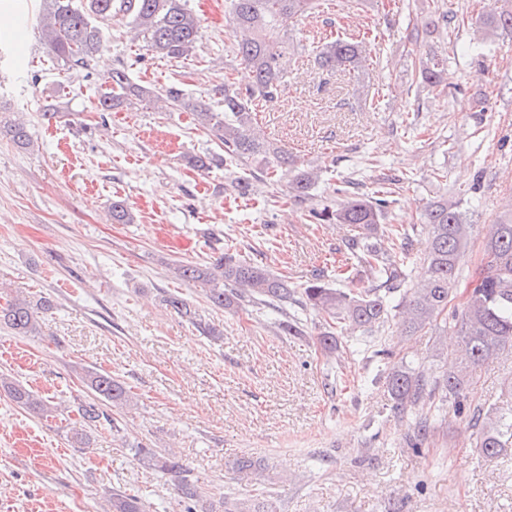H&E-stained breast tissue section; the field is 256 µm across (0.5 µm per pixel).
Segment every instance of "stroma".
<instances>
[{"label":"stroma","instance_id":"35a3bbf8","mask_svg":"<svg viewBox=\"0 0 512 512\" xmlns=\"http://www.w3.org/2000/svg\"><path fill=\"white\" fill-rule=\"evenodd\" d=\"M201 20L190 56L152 55L114 25L86 70L49 55L41 32L18 33L25 63L0 60V117L23 119L33 133L20 149L0 139V293L50 297L33 336L0 328V376L53 397L55 416L18 407L0 388V512H112L113 489L133 488L152 512H183L168 475L149 468L131 446L172 449L211 500L244 499L263 488L275 512H512V460L477 453L475 433L455 425L431 440L424 456L404 443L386 389L402 359L435 363L437 332L410 336L391 319L379 342L384 355L326 356L317 344L316 312L306 335L278 329L271 310H217L201 288L176 279L173 263H206L233 251L299 285L316 275L336 281L337 264L355 280L368 271L343 249L351 228L313 224L305 206L267 205L285 194L288 172L268 184L257 166L217 161V141L193 116L132 100L108 113L95 109L108 70L161 90L177 82L212 111L224 109L225 80L247 85L248 69L229 65L224 0H189ZM512 0H327L291 36L277 100L256 122L320 178L316 203L340 200L346 182L361 193L399 178L390 223L415 227L411 255L420 271L428 246L422 214L441 198L460 202L471 226L465 268L478 273L487 224L512 204V33L483 35V16ZM464 15L459 30L439 11ZM433 24L420 47L407 35ZM366 34L369 69L361 77L330 74L315 62L329 34ZM446 60L445 95L429 94L411 70L414 56ZM53 102L57 118L41 108ZM208 154L210 169L189 170L188 155ZM448 178H431L432 169ZM249 178L255 192L225 195ZM122 197L136 220L113 223L108 207ZM175 293L196 313L188 321L163 299ZM215 335H208V328ZM111 372L131 388L123 407L125 441L108 424L88 447L69 436L76 408L91 400L81 377ZM512 356L485 364L469 390L473 404L498 402ZM242 455L266 458L264 481L228 469Z\"/></svg>","mask_w":512,"mask_h":512}]
</instances>
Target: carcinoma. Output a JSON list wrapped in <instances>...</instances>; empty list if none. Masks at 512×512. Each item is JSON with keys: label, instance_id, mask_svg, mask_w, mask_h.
Listing matches in <instances>:
<instances>
[{"label": "carcinoma", "instance_id": "obj_1", "mask_svg": "<svg viewBox=\"0 0 512 512\" xmlns=\"http://www.w3.org/2000/svg\"><path fill=\"white\" fill-rule=\"evenodd\" d=\"M231 27L232 53L252 72V83L241 88L224 80V111L200 107L173 83L154 93L131 81L125 67H117L104 78L106 92L98 99L97 110L109 112L125 100L150 96L189 112L224 147V162L258 164L274 177L288 156L277 144L255 131L254 113L278 98L283 78L282 60L290 53L288 34L301 17L315 12L317 0H226ZM120 24L143 42V47L164 58L178 59L193 52L200 20L188 0H43L38 26L48 52L70 69H85L102 50L106 32ZM484 30L495 34L512 32V9H493L484 19ZM315 60L322 69L360 72L365 69L366 49L362 42L338 37L316 48ZM412 68L421 86L439 96L446 92L445 67L433 57H420ZM24 148L31 143L27 124L22 120L0 123V137ZM318 176L296 168L289 180L288 193L296 203L315 197ZM388 201L355 193L338 203H324L307 210L314 224H349L357 232L345 240L347 254L373 276L364 286L344 278L345 287L334 288L318 275L299 286L268 270L251 264L233 253H224L206 264L178 262L173 271L180 280L204 292L217 309H231L243 303L259 309L274 308L283 317L282 331L290 336L305 334L301 319L288 310L291 304L301 311L313 310L323 323L318 333L322 350L330 355L341 348V336L357 333L375 336L384 330L392 308L402 314V331L414 334L425 329L458 336L452 351L453 364L434 367L423 362L405 361L392 368L387 391L401 422L407 427L404 442L419 454L423 446L444 431V406L468 420L476 429L478 454L493 461L512 458V377L503 382L505 399L483 411L467 404V391L477 368L512 351V210L492 224L484 242V269L476 278L463 274L462 258L471 242L459 203L442 198L425 209L430 241L421 272L409 280L407 272L412 236L402 224H384ZM112 222L132 224L135 215L126 201L116 199L110 207ZM394 244L385 247L383 240ZM465 283L461 308L448 312V303ZM164 303L192 320L195 312L179 295L170 294ZM52 308L43 297L36 304L12 298L0 304V327L17 335L38 333L40 315ZM87 389L99 402H82L77 413L83 426L101 421L111 425L112 435L126 441L122 422L105 406L121 407L131 400V390L112 373L87 370L82 376ZM12 400L33 411H54L51 401L37 399L18 381H3ZM143 464L171 475L186 503V512H273L265 492L249 499H224L221 505L204 499L190 470L173 454L154 448H136ZM235 470H268L262 458L242 456L230 462ZM112 512H150V505L134 490L112 492Z\"/></svg>", "mask_w": 512, "mask_h": 512}]
</instances>
